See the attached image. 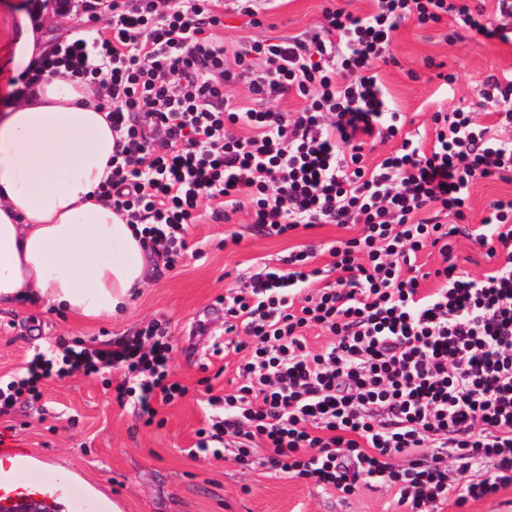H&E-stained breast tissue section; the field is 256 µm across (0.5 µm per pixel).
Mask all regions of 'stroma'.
Returning a JSON list of instances; mask_svg holds the SVG:
<instances>
[{"instance_id": "obj_1", "label": "stroma", "mask_w": 512, "mask_h": 512, "mask_svg": "<svg viewBox=\"0 0 512 512\" xmlns=\"http://www.w3.org/2000/svg\"><path fill=\"white\" fill-rule=\"evenodd\" d=\"M325 0H277L262 28L247 17L224 15L226 43L263 35L297 36L323 20ZM449 25L423 30L404 23L396 32L393 62L378 74L392 106L407 118L408 131L433 136V112L449 104L478 102L482 80L512 68V42L475 33L447 43ZM456 77L446 96L432 64ZM417 79H410L408 70ZM216 201L201 199L187 230L188 249L175 266L157 262L142 292L112 320H85L49 306L18 307L0 314V379L26 375L34 353L57 341L83 339L98 347L137 334L148 322L165 323L173 346L170 376L186 386L179 400L158 406L156 422L144 425L132 405H119L118 372L79 373L39 384L40 396L0 414V439L28 449L38 481L66 471L71 485L57 500L59 512H397L393 495L379 487H360L349 500L316 490L312 484L270 476L260 466L246 469L233 459L209 453L190 457L198 429L208 421L209 395L237 385L238 353L217 354L224 338V306L217 298L237 272L260 259H277L290 248L344 237L345 229L321 224L289 236L265 237L251 230L246 212L215 218ZM239 243H227L230 234Z\"/></svg>"}]
</instances>
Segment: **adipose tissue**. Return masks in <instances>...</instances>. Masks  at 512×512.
Listing matches in <instances>:
<instances>
[{
    "mask_svg": "<svg viewBox=\"0 0 512 512\" xmlns=\"http://www.w3.org/2000/svg\"><path fill=\"white\" fill-rule=\"evenodd\" d=\"M49 19L29 0H0V310L109 319L143 287L150 256L141 225L97 197L118 138L98 91L46 76L15 93L50 51Z\"/></svg>",
    "mask_w": 512,
    "mask_h": 512,
    "instance_id": "obj_1",
    "label": "adipose tissue"
}]
</instances>
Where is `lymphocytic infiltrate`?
Returning <instances> with one entry per match:
<instances>
[{"instance_id": "lymphocytic-infiltrate-1", "label": "lymphocytic infiltrate", "mask_w": 512, "mask_h": 512, "mask_svg": "<svg viewBox=\"0 0 512 512\" xmlns=\"http://www.w3.org/2000/svg\"><path fill=\"white\" fill-rule=\"evenodd\" d=\"M372 2L364 14L324 7L323 24L297 37L230 48L215 34L218 0H112L104 27L58 44L31 79L62 67L103 89L121 140L102 192L168 264L183 258L204 197L246 212L266 236L359 228L237 274L224 333L243 354L241 384L209 397L215 412L195 451L218 442L239 464L344 499L377 484L403 512H443L512 488V196L489 201L480 228L468 222L474 182L512 181V73L488 74L479 89L495 123L439 110L426 145L406 132L377 67L407 21L511 43L512 0H496L490 18L469 0ZM291 93L300 111L280 108ZM395 138L397 149L364 164L367 142ZM461 237L494 267L478 277L461 268ZM430 251L442 262L427 290ZM314 328L330 342L312 348ZM61 347L62 367L35 354L26 376L0 388V413L37 396L41 380L77 372L120 371L117 397L147 425L157 404L187 392L168 379L160 321L105 349L76 338Z\"/></svg>"}]
</instances>
